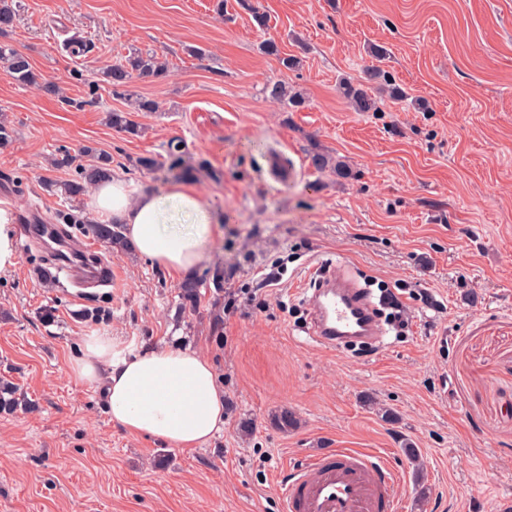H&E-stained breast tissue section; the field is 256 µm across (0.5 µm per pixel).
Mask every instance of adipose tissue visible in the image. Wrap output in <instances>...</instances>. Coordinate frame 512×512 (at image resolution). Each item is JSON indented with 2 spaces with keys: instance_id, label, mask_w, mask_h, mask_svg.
<instances>
[{
  "instance_id": "1",
  "label": "adipose tissue",
  "mask_w": 512,
  "mask_h": 512,
  "mask_svg": "<svg viewBox=\"0 0 512 512\" xmlns=\"http://www.w3.org/2000/svg\"><path fill=\"white\" fill-rule=\"evenodd\" d=\"M96 214L124 225L130 247L179 278L191 274L221 217L194 185L165 192L130 189L114 177L95 185ZM70 367L80 383L100 384L111 423L175 448H197L224 427V390L214 365L190 349L160 348L118 356L112 337L91 335Z\"/></svg>"
}]
</instances>
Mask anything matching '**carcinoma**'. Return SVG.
I'll list each match as a JSON object with an SVG mask.
<instances>
[{
    "mask_svg": "<svg viewBox=\"0 0 512 512\" xmlns=\"http://www.w3.org/2000/svg\"><path fill=\"white\" fill-rule=\"evenodd\" d=\"M17 9L14 7V0H0V35L13 28L16 21ZM262 49L278 57L282 67L286 70H294L298 67L297 57L293 55H281L277 44L270 41L262 45ZM169 69V62L157 52L140 49H133L124 60L108 66L100 74L99 81L109 85L115 90L128 87L133 78L152 77L162 78ZM0 73L14 80L15 82L37 86L45 92L60 96L58 86L43 80L42 75L35 70L26 56L15 50L10 44L0 42ZM391 86L390 96L396 100L405 97V92L397 85L391 84V78L386 72L373 69L369 72L367 81L379 82ZM338 92L346 99L348 104L357 112H376L378 104L374 97L368 92V88L359 84L355 85L348 81H342L338 85ZM270 96L279 100L287 101L293 108H300L305 103L300 93H288L287 86L281 83L269 87ZM109 125L131 137H138L142 134L143 128L121 111L108 112ZM311 165L318 171L330 169L336 172V176L348 179L352 176L349 166L341 159H333L328 153L315 146L309 151ZM136 165L145 170H154L164 167L167 173L175 178H184L192 174L193 169L186 163L185 154L178 144H169L166 156L158 159L154 155L139 156ZM52 166L56 169H71L74 171L73 178L55 182L47 181V186L60 192L64 198L65 206L57 210L53 215L56 224H89L92 235L102 243L124 248L127 246L126 239L122 232V225L112 222H88L83 210L79 206L80 197L83 196L93 185L108 179L112 176V156L90 146L82 147L77 154L67 149H62L53 159ZM200 280L189 278L180 285L182 300L189 305H194L198 297ZM17 388L8 380H0V411H12L17 406L15 394Z\"/></svg>",
    "mask_w": 512,
    "mask_h": 512,
    "instance_id": "cac0c4a2",
    "label": "carcinoma"
}]
</instances>
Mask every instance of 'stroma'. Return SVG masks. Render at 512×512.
Instances as JSON below:
<instances>
[{
	"label": "stroma",
	"mask_w": 512,
	"mask_h": 512,
	"mask_svg": "<svg viewBox=\"0 0 512 512\" xmlns=\"http://www.w3.org/2000/svg\"><path fill=\"white\" fill-rule=\"evenodd\" d=\"M16 4L9 43L65 96L0 75V117L16 130L0 149V200L19 230V261L0 271V377L20 401L0 413V512H282L278 482L320 448L387 455L402 475L398 512L512 501V0ZM76 35L90 52L71 45ZM270 40L299 68L265 54ZM134 48L166 55L167 76L90 88ZM375 67L407 96L374 85L379 111H354L336 83H366ZM278 81L303 94V108L269 96ZM140 96L159 111H133ZM111 110L131 113L143 134L113 130ZM176 139L224 215L194 271L200 298L185 306L166 270L106 246L117 284L101 303L107 316L87 320L99 303L42 281L40 243L23 232L63 203L43 181L72 173L51 161L93 145L134 187L161 191L173 177L134 161ZM315 145L353 178L311 167ZM271 148L296 165L288 185L266 174ZM275 262L278 284L263 285ZM329 264L384 296L382 345L339 352L301 330L312 271ZM229 291L240 295L230 312ZM46 306L54 323L40 318ZM93 333L127 355L202 354L224 387L223 430L182 449L110 423L100 387L69 375ZM286 409L296 426L282 427ZM407 441L422 478L401 451Z\"/></svg>",
	"instance_id": "1"
}]
</instances>
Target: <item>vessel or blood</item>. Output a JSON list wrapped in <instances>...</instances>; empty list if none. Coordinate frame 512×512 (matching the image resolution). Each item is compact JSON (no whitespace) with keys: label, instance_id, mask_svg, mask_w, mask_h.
I'll return each instance as SVG.
<instances>
[{"label":"vessel or blood","instance_id":"vessel-or-blood-1","mask_svg":"<svg viewBox=\"0 0 512 512\" xmlns=\"http://www.w3.org/2000/svg\"><path fill=\"white\" fill-rule=\"evenodd\" d=\"M97 272L81 287H108L112 266L90 240L78 249ZM311 335L338 348L350 339L376 340L380 322L364 289L345 271L322 272L308 298ZM398 473L384 454L362 448H326L290 469L278 487L285 512H396Z\"/></svg>","mask_w":512,"mask_h":512}]
</instances>
